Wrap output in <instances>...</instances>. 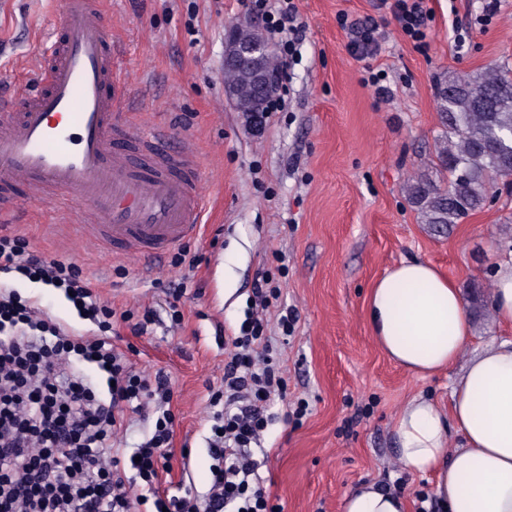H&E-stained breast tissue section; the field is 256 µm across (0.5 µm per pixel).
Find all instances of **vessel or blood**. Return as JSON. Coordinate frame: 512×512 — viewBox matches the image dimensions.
Returning <instances> with one entry per match:
<instances>
[{
    "label": "vessel or blood",
    "mask_w": 512,
    "mask_h": 512,
    "mask_svg": "<svg viewBox=\"0 0 512 512\" xmlns=\"http://www.w3.org/2000/svg\"><path fill=\"white\" fill-rule=\"evenodd\" d=\"M35 85L0 102V221L29 202L76 217L81 239L152 260L195 237L206 213L191 142L122 107L101 0H62Z\"/></svg>",
    "instance_id": "obj_1"
}]
</instances>
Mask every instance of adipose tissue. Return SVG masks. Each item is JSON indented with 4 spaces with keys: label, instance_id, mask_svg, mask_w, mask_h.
<instances>
[{
    "label": "adipose tissue",
    "instance_id": "ef3b65f1",
    "mask_svg": "<svg viewBox=\"0 0 512 512\" xmlns=\"http://www.w3.org/2000/svg\"><path fill=\"white\" fill-rule=\"evenodd\" d=\"M368 316L385 354L421 377L455 364L471 332L460 289L418 258L375 282ZM453 426L463 445L452 451ZM393 432L400 464L434 477L444 512H512V341L468 361L452 385L449 408L420 394L407 400ZM343 512H407V502L401 493L365 484L345 498Z\"/></svg>",
    "mask_w": 512,
    "mask_h": 512
}]
</instances>
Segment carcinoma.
Instances as JSON below:
<instances>
[{"mask_svg":"<svg viewBox=\"0 0 512 512\" xmlns=\"http://www.w3.org/2000/svg\"><path fill=\"white\" fill-rule=\"evenodd\" d=\"M231 32L239 46L262 36L244 23ZM278 70L270 50L224 68L225 93L256 127L266 111L256 95L258 79ZM434 94L442 127L434 165L448 178L441 183L421 174L406 185V194L422 223L442 232L483 209L496 179L512 176V69L490 66L475 75H445Z\"/></svg>","mask_w":512,"mask_h":512,"instance_id":"carcinoma-1","label":"carcinoma"}]
</instances>
